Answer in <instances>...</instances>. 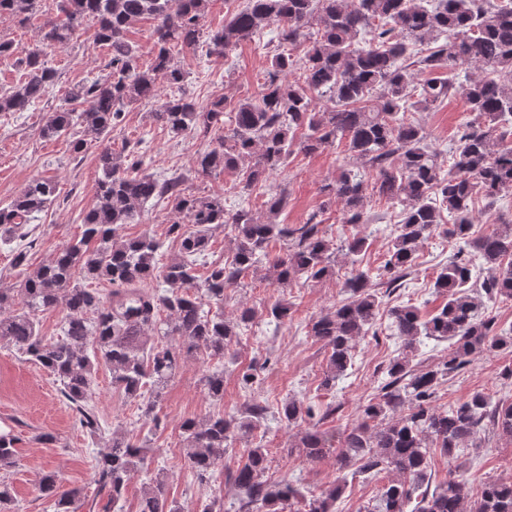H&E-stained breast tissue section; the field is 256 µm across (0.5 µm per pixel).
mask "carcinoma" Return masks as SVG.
<instances>
[{"instance_id":"carcinoma-1","label":"carcinoma","mask_w":512,"mask_h":512,"mask_svg":"<svg viewBox=\"0 0 512 512\" xmlns=\"http://www.w3.org/2000/svg\"><path fill=\"white\" fill-rule=\"evenodd\" d=\"M209 2L0 0V17L8 15L22 25L44 17L42 39L31 48L19 52L12 42L0 40V64L23 73L19 83L0 91V112H27L42 100L58 79L45 64L47 49L67 43L84 22L94 21V42L108 50L106 76L71 88L72 106L46 113L40 128L44 139L69 137L72 152L81 154L88 141L112 135L125 106L156 99L166 84L181 86L185 73L172 63L173 51L200 45ZM145 17L156 22L146 65L126 38L127 28ZM271 25L279 29V42L257 98L232 106L223 98L203 104L182 94L165 101L151 118L175 135L196 130L209 137L194 159V177L235 171L242 175L244 193L281 170L295 149L309 154L345 144L375 171V179L369 183L344 171L322 186L321 193L343 203V223L365 222L370 193L401 206L397 233L377 271L358 265L366 239L354 236L336 244L318 212L294 226L271 219L261 223L244 207L224 211L220 197L185 193L181 174L143 173L133 151L124 155L106 147L98 156V201L83 218L81 236L63 246L50 264L0 289V340L59 378L61 394L91 437L103 433L88 405L92 373L101 363L111 371L112 384L126 397L142 400L143 415L158 426L155 403L186 357L203 351L221 363L240 325L258 317L277 327L288 321L282 303L260 310L244 306L233 319L204 306H222L226 289L240 285L264 259L275 269L278 287L286 288L297 278L321 280L335 273L341 251L352 265L343 283L346 298L309 324V335L328 351L322 385L332 388L352 366L356 341L372 328L384 295L403 286L421 244L441 229L458 241L456 253L433 282L445 302L426 320L413 306L390 309L402 352L389 361L378 394L361 405V421L345 430L337 464L342 469L354 463L356 472L370 476L389 475L374 502L357 512H512V476L484 483L476 498L465 480L452 473L432 489L423 487L428 448L453 457L487 426L512 440V402L477 391L444 411L432 406L440 381L463 371L475 356L512 350V327L497 329L483 303L485 298L512 300V224L476 236L472 221L476 201L493 205L512 190V143L506 141L512 128L503 129L505 122L512 125V0H247L223 28L208 33V54L225 57ZM448 35L451 42L403 64L416 44ZM298 45L303 46L300 55L292 52ZM412 66L431 72L446 67L451 76L417 83ZM473 66L481 67L483 75L467 76L462 85L473 118L464 124L446 169L424 128L406 113L443 101L455 90L456 71ZM294 71L300 79L290 83L286 77ZM314 93L331 106L313 108ZM57 196L53 179L30 182L0 207V243L27 238L34 214ZM153 200L166 201L173 214L187 220L168 225L180 256L166 262L160 242L149 233L118 242L123 225L138 223ZM444 210L453 224L443 229ZM214 226L228 231L234 255L200 279L194 262L208 250ZM274 241L283 247L273 256L269 247ZM478 258L488 266V275L477 284ZM373 279L385 292L372 289ZM154 280L164 284L162 291L147 287ZM100 281L111 285L105 295L92 287ZM49 309L64 313L58 339L39 329L40 314ZM151 331L177 343L155 344ZM423 338L450 342L448 355L433 367L414 368L409 354ZM204 386L210 397L222 400L224 369L205 375ZM335 414L332 405L290 397L275 419L291 426ZM267 416L268 407L254 401L239 416L217 413L184 420L185 465L203 484L224 464L225 455L237 452L238 466L224 480L235 512H300L296 505L304 494L297 486L264 478L268 449L254 438ZM15 442L12 434L0 433V470L14 466ZM328 443L326 434L313 430L300 437L299 447L314 461ZM144 464L142 446L112 436L95 462L107 504L118 505ZM40 490L53 501V512H79L82 506L78 493L62 489L52 471L43 475ZM341 491L338 484L308 500L306 512H335ZM139 512L182 508L156 476L144 483Z\"/></svg>"}]
</instances>
